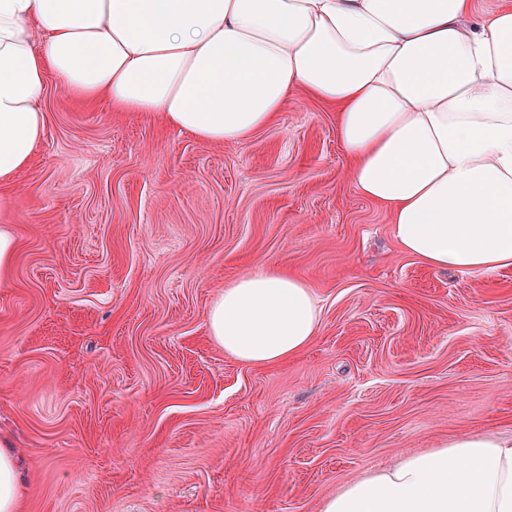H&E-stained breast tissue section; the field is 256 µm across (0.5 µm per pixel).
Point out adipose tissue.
I'll return each mask as SVG.
<instances>
[{"mask_svg": "<svg viewBox=\"0 0 512 512\" xmlns=\"http://www.w3.org/2000/svg\"><path fill=\"white\" fill-rule=\"evenodd\" d=\"M475 0H0V183L30 163L49 77L68 95L151 112L203 142H245L293 90L336 106L351 178L400 249L473 274L512 269V9ZM210 336L250 366L320 327L302 278L225 286ZM0 437V512H21ZM321 512H512V437L462 436L347 483Z\"/></svg>", "mask_w": 512, "mask_h": 512, "instance_id": "1", "label": "adipose tissue"}]
</instances>
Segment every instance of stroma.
<instances>
[{
  "label": "stroma",
  "mask_w": 512,
  "mask_h": 512,
  "mask_svg": "<svg viewBox=\"0 0 512 512\" xmlns=\"http://www.w3.org/2000/svg\"><path fill=\"white\" fill-rule=\"evenodd\" d=\"M48 86L43 140L0 193L22 512H319L406 455L512 436V270L405 255L350 180L335 108L297 90L249 141L207 143ZM267 268L308 281L320 329L247 366L207 311ZM17 250V239L12 225H0V288L10 284L11 272Z\"/></svg>",
  "instance_id": "35a3bbf8"
}]
</instances>
